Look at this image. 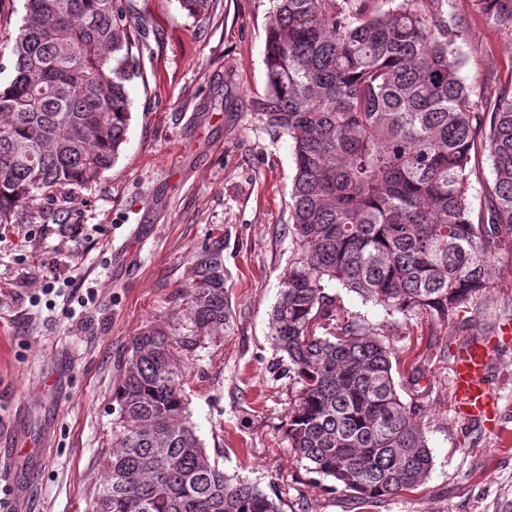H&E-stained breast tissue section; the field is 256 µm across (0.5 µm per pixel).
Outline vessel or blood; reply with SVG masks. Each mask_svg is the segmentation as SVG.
Masks as SVG:
<instances>
[{
    "instance_id": "vessel-or-blood-1",
    "label": "vessel or blood",
    "mask_w": 512,
    "mask_h": 512,
    "mask_svg": "<svg viewBox=\"0 0 512 512\" xmlns=\"http://www.w3.org/2000/svg\"><path fill=\"white\" fill-rule=\"evenodd\" d=\"M492 348L486 344H463L453 366L451 409L463 421L482 423L495 430L501 417V397L487 379Z\"/></svg>"
}]
</instances>
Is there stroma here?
<instances>
[{
    "mask_svg": "<svg viewBox=\"0 0 512 512\" xmlns=\"http://www.w3.org/2000/svg\"><path fill=\"white\" fill-rule=\"evenodd\" d=\"M145 25L142 76L118 159L97 183L19 224L0 226V434L16 439L12 468L31 473L26 512H89L104 478L118 412L112 400L130 339L164 328L190 341L184 392L206 452L228 475L259 484L283 512H512V264L458 324L385 317L337 289L348 318L380 325L394 348L402 401L418 410L434 456L414 489L366 506L307 474L285 424L299 387L271 344L269 314L295 243L288 229L294 159L246 106L266 92L272 0H216L193 17L178 0H132ZM468 84L491 95L512 84V35L473 0H448ZM24 0H0V84ZM141 227L144 243L130 241ZM218 243L234 313L229 334L198 337L183 287L193 255ZM97 291L81 308L73 291ZM491 343L489 382L502 397L497 432L450 409L456 348ZM418 385H408L414 368Z\"/></svg>",
    "mask_w": 512,
    "mask_h": 512,
    "instance_id": "obj_1",
    "label": "stroma"
}]
</instances>
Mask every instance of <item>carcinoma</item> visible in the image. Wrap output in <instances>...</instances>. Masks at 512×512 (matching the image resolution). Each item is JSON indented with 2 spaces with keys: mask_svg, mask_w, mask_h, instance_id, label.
Wrapping results in <instances>:
<instances>
[{
  "mask_svg": "<svg viewBox=\"0 0 512 512\" xmlns=\"http://www.w3.org/2000/svg\"><path fill=\"white\" fill-rule=\"evenodd\" d=\"M192 16L215 0H179ZM266 92L248 102L288 137L296 243L270 339L301 385L286 434L303 469L376 504L420 485L432 449L401 400L393 352L332 288L448 325L512 263V89L490 100L461 76L458 23L439 0H274ZM512 34V0H473ZM121 0H25L0 87V224L97 182L127 140L142 77ZM492 180L474 208V155ZM199 336L233 321L222 249L193 256L186 285ZM162 328L132 337L114 399L120 429L91 512H282L210 459L190 420L185 370Z\"/></svg>",
  "mask_w": 512,
  "mask_h": 512,
  "instance_id": "cac0c4a2",
  "label": "carcinoma"
}]
</instances>
